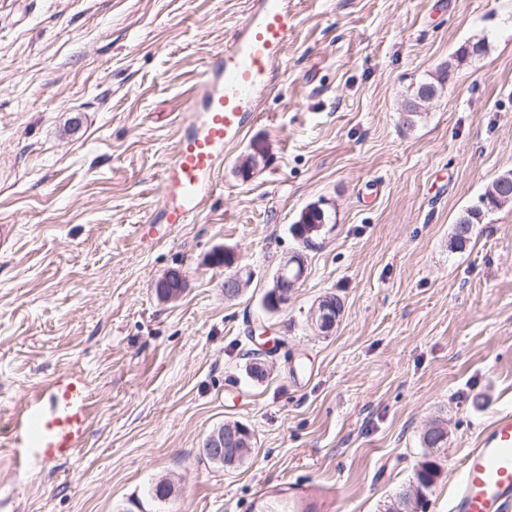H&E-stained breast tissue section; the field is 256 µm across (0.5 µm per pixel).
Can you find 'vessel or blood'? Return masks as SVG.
I'll return each mask as SVG.
<instances>
[{
  "label": "vessel or blood",
  "instance_id": "1",
  "mask_svg": "<svg viewBox=\"0 0 512 512\" xmlns=\"http://www.w3.org/2000/svg\"><path fill=\"white\" fill-rule=\"evenodd\" d=\"M296 18L288 0H252L232 42L217 52L196 84L184 131L161 180L159 221L185 224L213 194L224 150L239 141L250 108L267 88L272 63L292 36ZM92 423L87 382L80 373L54 381L15 419L18 462L23 470L44 468L73 456ZM337 485L286 479L260 486L252 512H339ZM451 512H512V413L484 423L457 475Z\"/></svg>",
  "mask_w": 512,
  "mask_h": 512
}]
</instances>
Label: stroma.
Returning <instances> with one entry per match:
<instances>
[{
  "label": "stroma",
  "mask_w": 512,
  "mask_h": 512,
  "mask_svg": "<svg viewBox=\"0 0 512 512\" xmlns=\"http://www.w3.org/2000/svg\"><path fill=\"white\" fill-rule=\"evenodd\" d=\"M289 3L296 32L215 192L144 237L183 103L249 0H0V512H248L260 484L288 478L336 483L342 512H385L428 459L440 475L425 512H449L481 424L512 411V204L451 245L512 172V0ZM481 38L485 54L456 62ZM255 142L266 160L245 179ZM320 199L334 221L306 248L290 227ZM218 249L252 273L232 300ZM299 250L288 305L262 314ZM172 268L187 287L168 302L156 286ZM329 293L342 309L318 336L307 317ZM257 317L276 348L259 382ZM73 371L88 439L24 473L12 420ZM436 420L448 444L434 453L420 435ZM229 421L256 437L236 469L201 453ZM161 480L172 492L157 500ZM479 200V199H478ZM478 210H466L465 213L458 218L455 228H454V236L453 241L457 248L463 247L464 243L469 239L468 236L464 235L463 227L464 226H473V224H480V221L482 220V217L486 212H489L493 209H498L499 207L494 204L493 206L489 207L488 205H485L484 203H481L479 200L478 204ZM463 220L470 221L469 224H462L460 223ZM456 231V233H455Z\"/></svg>",
  "instance_id": "35a3bbf8"
}]
</instances>
